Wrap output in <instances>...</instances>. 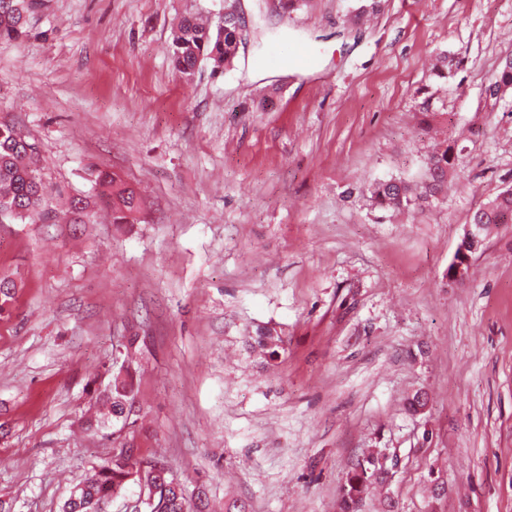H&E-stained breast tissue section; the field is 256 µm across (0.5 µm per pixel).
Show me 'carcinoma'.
Instances as JSON below:
<instances>
[{
  "label": "carcinoma",
  "mask_w": 512,
  "mask_h": 512,
  "mask_svg": "<svg viewBox=\"0 0 512 512\" xmlns=\"http://www.w3.org/2000/svg\"><path fill=\"white\" fill-rule=\"evenodd\" d=\"M42 6V0H0V40L15 41L28 34L29 16ZM241 44V30L224 22L214 25L197 16L182 18L177 24L171 42L174 68L189 77L202 62L212 65L213 73H221L232 63ZM512 89V58L506 59L487 88V95L496 99ZM456 150L447 145L436 150L425 162L423 177L415 182L401 178L374 181L367 186L376 207L387 212L416 208L436 197L455 171ZM96 183L102 187L100 201L112 213V223L128 224L141 208L139 193L132 186L107 172H99ZM45 184L40 172L39 150L14 125L0 122V223H38L51 219L43 209ZM89 202L73 197L68 200L70 223L83 224L88 216ZM512 218V188L509 187L489 199L473 214L471 223L480 225L477 239L460 241L452 262L448 265V279L463 281L469 275L472 257L484 245L489 228ZM137 338L128 340L121 365L112 371V378L102 393L108 415L116 421H127L125 406L136 399L132 367ZM255 343L270 360L279 357L281 337L270 330L261 332ZM386 457L380 449H373L353 464L342 487V512H360L369 487L385 474ZM173 474L158 481L151 467L129 451H121L107 463L95 468L91 477L77 484L61 506L62 512H105L111 500L131 486L146 488L153 494L148 512H191L184 486L174 490Z\"/></svg>",
  "instance_id": "1"
}]
</instances>
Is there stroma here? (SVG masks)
<instances>
[{"instance_id": "obj_1", "label": "stroma", "mask_w": 512, "mask_h": 512, "mask_svg": "<svg viewBox=\"0 0 512 512\" xmlns=\"http://www.w3.org/2000/svg\"><path fill=\"white\" fill-rule=\"evenodd\" d=\"M225 0H43L0 41V118L40 151L45 207L141 193L130 224H0V499L60 512L110 460L88 422L128 337L135 432L188 496L247 512H340L368 450L390 478L363 512H512V223L493 225L469 277L446 275L472 213L512 187V0H234L238 54L191 78L172 32ZM303 45L315 66L264 67ZM458 61L439 78L441 55ZM457 148L447 191L401 213L374 181L420 180ZM280 359L254 349L258 329ZM424 407L408 410L413 397ZM432 431L424 441V431ZM512 89V58L506 59L503 66L497 70L486 90L490 99H497L500 95ZM95 181L103 188L100 201L111 211L112 223H130L141 208V198L137 190L107 172H98Z\"/></svg>"}]
</instances>
